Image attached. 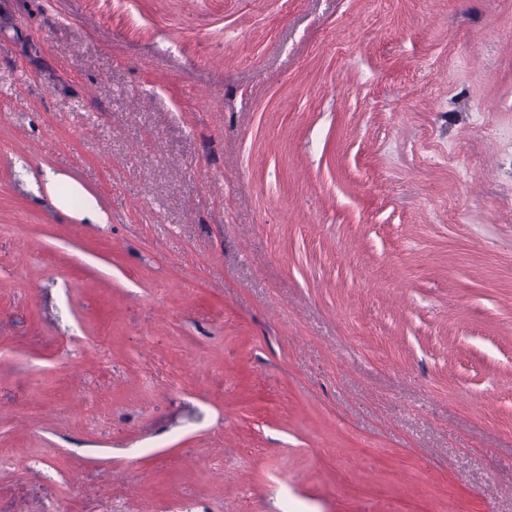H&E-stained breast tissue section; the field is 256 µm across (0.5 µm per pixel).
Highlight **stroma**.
Returning a JSON list of instances; mask_svg holds the SVG:
<instances>
[{
  "label": "stroma",
  "instance_id": "stroma-1",
  "mask_svg": "<svg viewBox=\"0 0 512 512\" xmlns=\"http://www.w3.org/2000/svg\"><path fill=\"white\" fill-rule=\"evenodd\" d=\"M175 501L512 512V0H0V512Z\"/></svg>",
  "mask_w": 512,
  "mask_h": 512
}]
</instances>
